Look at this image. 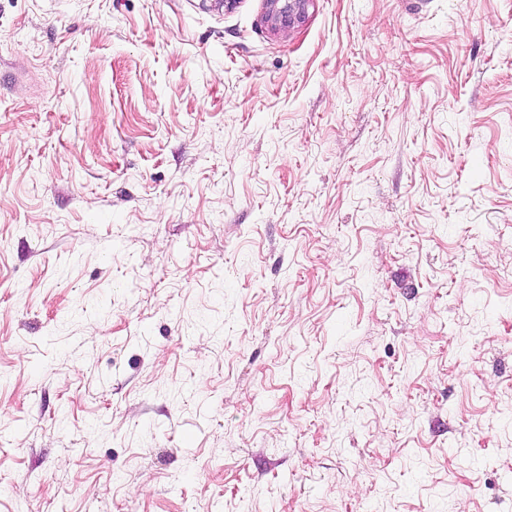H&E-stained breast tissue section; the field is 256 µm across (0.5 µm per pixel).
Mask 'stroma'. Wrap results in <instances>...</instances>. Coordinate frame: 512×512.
Listing matches in <instances>:
<instances>
[{
    "label": "stroma",
    "mask_w": 512,
    "mask_h": 512,
    "mask_svg": "<svg viewBox=\"0 0 512 512\" xmlns=\"http://www.w3.org/2000/svg\"><path fill=\"white\" fill-rule=\"evenodd\" d=\"M0 512H512V0H0ZM265 19L274 30L287 29L300 22L312 0H265Z\"/></svg>",
    "instance_id": "stroma-1"
}]
</instances>
